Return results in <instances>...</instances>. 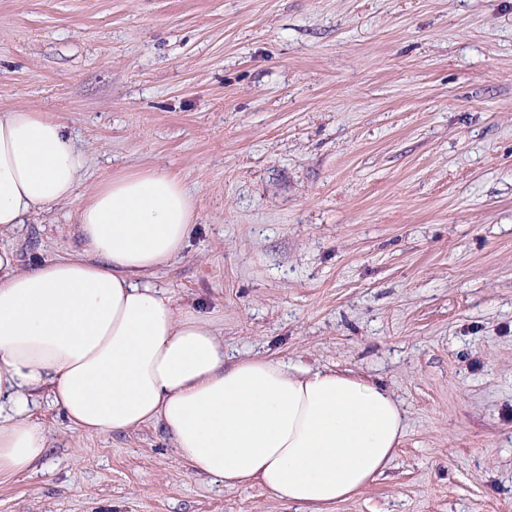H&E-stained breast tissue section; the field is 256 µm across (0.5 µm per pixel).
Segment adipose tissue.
Segmentation results:
<instances>
[{
  "label": "adipose tissue",
  "mask_w": 512,
  "mask_h": 512,
  "mask_svg": "<svg viewBox=\"0 0 512 512\" xmlns=\"http://www.w3.org/2000/svg\"><path fill=\"white\" fill-rule=\"evenodd\" d=\"M84 168L60 123L30 109L0 113V230L71 201ZM194 221L176 178L141 170L83 202L79 255L22 270L0 249V478L44 456L32 409L45 394L70 429L121 434L160 421L193 473L332 512L390 467L399 407L348 371L227 362L209 323L150 282Z\"/></svg>",
  "instance_id": "ef3b65f1"
}]
</instances>
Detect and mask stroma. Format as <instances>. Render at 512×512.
<instances>
[{"label":"stroma","instance_id":"obj_1","mask_svg":"<svg viewBox=\"0 0 512 512\" xmlns=\"http://www.w3.org/2000/svg\"><path fill=\"white\" fill-rule=\"evenodd\" d=\"M64 126L74 201L0 232L75 255L108 178L178 177L196 219L151 282L228 360L351 370L395 460L334 512H512V0H0V113ZM0 512H303L193 473L162 424L67 428Z\"/></svg>","mask_w":512,"mask_h":512}]
</instances>
